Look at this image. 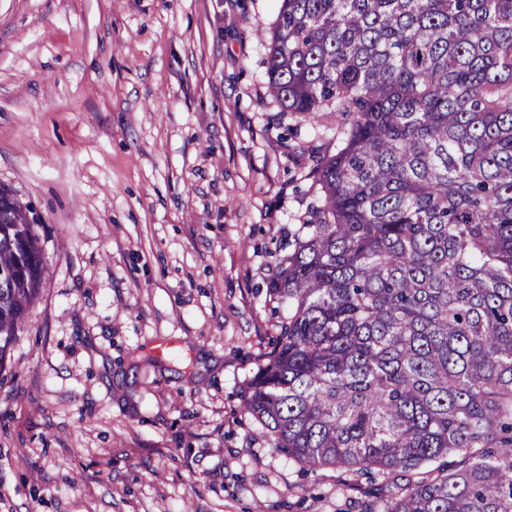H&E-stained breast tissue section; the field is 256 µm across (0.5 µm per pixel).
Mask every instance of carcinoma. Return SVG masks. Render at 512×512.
I'll return each mask as SVG.
<instances>
[{
    "instance_id": "carcinoma-1",
    "label": "carcinoma",
    "mask_w": 512,
    "mask_h": 512,
    "mask_svg": "<svg viewBox=\"0 0 512 512\" xmlns=\"http://www.w3.org/2000/svg\"><path fill=\"white\" fill-rule=\"evenodd\" d=\"M266 69L341 122L243 412L304 470L405 480L368 512H512V0H281ZM46 270L0 190V359Z\"/></svg>"
}]
</instances>
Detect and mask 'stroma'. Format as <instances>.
Instances as JSON below:
<instances>
[{"mask_svg":"<svg viewBox=\"0 0 512 512\" xmlns=\"http://www.w3.org/2000/svg\"><path fill=\"white\" fill-rule=\"evenodd\" d=\"M278 9L0 0V189L49 265L0 366V512H365L368 477L301 470L241 406L336 150L270 92Z\"/></svg>","mask_w":512,"mask_h":512,"instance_id":"obj_1","label":"stroma"}]
</instances>
